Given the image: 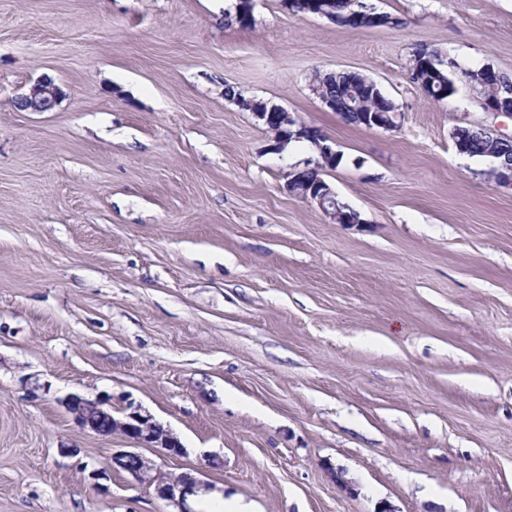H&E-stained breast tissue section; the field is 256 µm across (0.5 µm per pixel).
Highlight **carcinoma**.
I'll use <instances>...</instances> for the list:
<instances>
[{"label": "carcinoma", "mask_w": 512, "mask_h": 512, "mask_svg": "<svg viewBox=\"0 0 512 512\" xmlns=\"http://www.w3.org/2000/svg\"><path fill=\"white\" fill-rule=\"evenodd\" d=\"M289 6L301 13H310L318 6L325 10L336 11V18L355 9L347 0H290ZM411 69L423 79V88L427 95L436 100H443L456 92L455 82L466 84L469 95L477 106L484 102L503 105L512 111V78L503 76L498 84H489L480 80L479 69L461 67L458 61H450L433 50L420 49L412 59ZM365 77L354 72H338L334 76L311 77L312 84L320 87L319 97H336L340 103V112L351 124L359 122V112H395L397 108L392 100L379 93L365 97L350 94V88L359 89L364 85ZM455 137L464 145V151L472 157H489L495 160L494 169L501 167L502 161L512 158V140L492 141L479 130L468 127L457 129Z\"/></svg>", "instance_id": "obj_1"}]
</instances>
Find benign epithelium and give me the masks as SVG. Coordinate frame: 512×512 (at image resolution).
I'll return each instance as SVG.
<instances>
[{
  "instance_id": "obj_1",
  "label": "benign epithelium",
  "mask_w": 512,
  "mask_h": 512,
  "mask_svg": "<svg viewBox=\"0 0 512 512\" xmlns=\"http://www.w3.org/2000/svg\"><path fill=\"white\" fill-rule=\"evenodd\" d=\"M64 96L61 88L47 77L36 80L27 92L14 99V105L22 111L50 112L54 110ZM255 116L264 124H275L273 137L275 149L283 150L287 137H304L318 156L317 163L326 167L336 164L340 152L336 143L320 130L297 122L293 113L285 108L278 112H257ZM361 121L367 129L391 130L397 127V113L362 112ZM286 187L303 200L315 203L326 215L338 224H360L362 219L357 211L350 208L346 212L336 209V192L324 180L320 179L307 189H300L293 181L288 169ZM65 410L73 416L74 421L83 429L100 432L99 424L107 421L109 434L123 435L146 448H159L170 456L183 453L179 438L167 427L159 423L151 413L140 406L128 405L114 412L112 402L105 397L90 398L80 394H69L60 400ZM112 464L130 474L139 484L154 489L156 496L177 508V512H190L187 500L204 494L213 486L201 482L189 474L176 476L163 474L155 462L135 450H119L112 454Z\"/></svg>"
}]
</instances>
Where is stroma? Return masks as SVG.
I'll return each instance as SVG.
<instances>
[{
  "label": "stroma",
  "instance_id": "35a3bbf8",
  "mask_svg": "<svg viewBox=\"0 0 512 512\" xmlns=\"http://www.w3.org/2000/svg\"><path fill=\"white\" fill-rule=\"evenodd\" d=\"M397 26L286 0H0V512H168L113 469L120 435L70 393L141 406L146 449L256 512H512V187L455 127L512 112L444 100L416 50L512 76V0H369ZM375 81L393 130L346 124L313 69ZM47 76L50 112L13 101ZM334 140L338 224L286 188L225 85ZM342 468L353 491L336 485ZM60 403L83 429L100 433L99 424L106 419L108 430L104 433L123 435L142 445L141 448H160L170 456L183 453L179 438L138 405L130 404L120 411H112L109 398H90L80 394H69Z\"/></svg>",
  "mask_w": 512,
  "mask_h": 512
}]
</instances>
